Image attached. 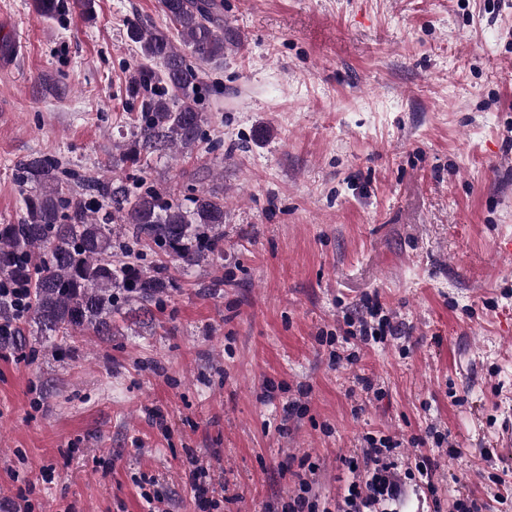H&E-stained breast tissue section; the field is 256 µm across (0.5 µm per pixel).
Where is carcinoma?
Returning a JSON list of instances; mask_svg holds the SVG:
<instances>
[{
    "mask_svg": "<svg viewBox=\"0 0 512 512\" xmlns=\"http://www.w3.org/2000/svg\"><path fill=\"white\" fill-rule=\"evenodd\" d=\"M183 38L132 23L128 37L142 59L134 91L144 92L134 140L123 150L124 180L104 181L65 171L57 158L31 154L16 164L23 215L0 224V278L26 289L27 323L63 345L76 334L112 335L122 307H148L172 286L168 262L187 272L221 256L224 195L201 188L174 198L148 177L143 156L166 149L211 150L199 101L210 90L205 66L224 59V0H161ZM84 186L78 192L69 181ZM0 350L22 346L11 299L0 301Z\"/></svg>",
    "mask_w": 512,
    "mask_h": 512,
    "instance_id": "cac0c4a2",
    "label": "carcinoma"
}]
</instances>
